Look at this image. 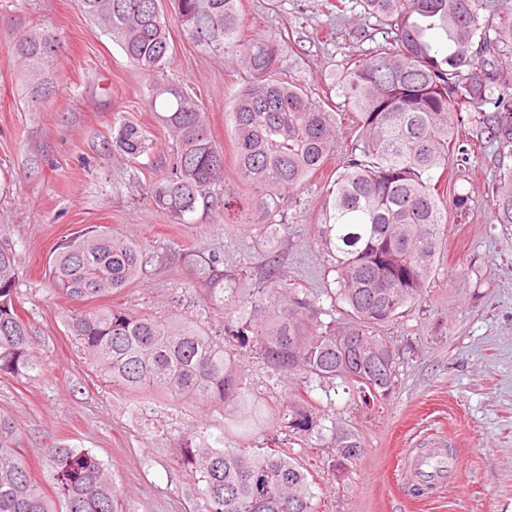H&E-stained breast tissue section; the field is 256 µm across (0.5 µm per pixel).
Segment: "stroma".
<instances>
[{"label":"stroma","mask_w":512,"mask_h":512,"mask_svg":"<svg viewBox=\"0 0 512 512\" xmlns=\"http://www.w3.org/2000/svg\"><path fill=\"white\" fill-rule=\"evenodd\" d=\"M343 14L324 0H242L246 32L282 35L277 72L324 99L332 73L369 57L383 29L356 0ZM169 75L196 91L212 137L224 152L220 217L203 212L178 220L154 208L149 190L170 171L176 144L147 106L144 76L85 15L80 0H0V243L19 259V311L27 322L39 369L34 377H0V414L11 418L23 459L43 490L51 485L39 459L51 443L89 450L108 468L118 512H205L174 441L192 426L231 433L234 414L222 404L200 406L130 393L101 376L68 327L74 305L46 273L56 244L91 225L132 241L143 266L127 288L101 299L157 319H190L223 331L196 286L211 255L242 278L263 285L268 259L281 284L309 300L329 322L326 290L336 277L317 234L326 181L313 178L299 203L273 221L277 241L250 224L254 191L237 173L226 118L243 80L203 53L183 31L170 0ZM48 27L63 43L53 93L28 103L11 52L26 30ZM143 129L151 148L130 157L112 145L122 124ZM512 156L486 143L466 167L448 165L446 199L464 194L465 212L449 210L437 272L422 296L379 334L396 352L388 397L367 401L340 386L312 393L311 434L289 431L278 411L298 380L246 356V388L261 401L244 448L274 444L309 473L319 512H512V224L492 206L500 170ZM356 435L359 459L337 461V432ZM452 434L461 469L442 489L410 495L401 474L410 448L428 434Z\"/></svg>","instance_id":"stroma-1"}]
</instances>
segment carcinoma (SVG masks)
I'll return each instance as SVG.
<instances>
[{
	"instance_id": "cac0c4a2",
	"label": "carcinoma",
	"mask_w": 512,
	"mask_h": 512,
	"mask_svg": "<svg viewBox=\"0 0 512 512\" xmlns=\"http://www.w3.org/2000/svg\"><path fill=\"white\" fill-rule=\"evenodd\" d=\"M85 15L147 78L150 111L170 131L177 153L170 176L150 191L154 207L179 219L228 209L224 153L213 140L197 95L169 77V20L161 0H80ZM189 38L224 67L245 74L230 112L239 176L254 190V217L269 220L335 151L336 119L301 85L276 77L279 37H247L241 0H172ZM364 17L387 27L389 41L368 58L350 60L331 82L336 107L357 116L356 136L323 201L320 238L333 259L338 288L329 297L347 319L323 325L310 303L278 284L240 287L233 271L212 258L201 268L204 296L224 314V334L186 320H158L120 306L79 308L69 328L107 379L130 392L197 404L221 403L246 431L256 414L242 384L240 358L259 355L268 368L295 375L301 392L279 410L290 430H313L311 392L336 380L385 397L394 383L395 355L375 335L427 288L442 247L448 204L440 192L448 159L466 163V124L512 154V94L501 91L496 67L512 48V6L498 21L481 15V0H358ZM32 103L53 88L59 36L51 29L22 34L12 48ZM142 130L120 126L114 144L138 156ZM500 224H512V171L493 186ZM142 268L136 245L93 225L63 240L48 274L74 302H93L134 282ZM19 265L0 246V375L38 369L27 324L17 310ZM15 428L0 417V512H116L108 470L79 448L44 449L60 510L22 463ZM206 502L207 512H317L307 470L276 450L236 448L192 427L176 442ZM342 460L363 448L351 434L336 438Z\"/></svg>"
}]
</instances>
